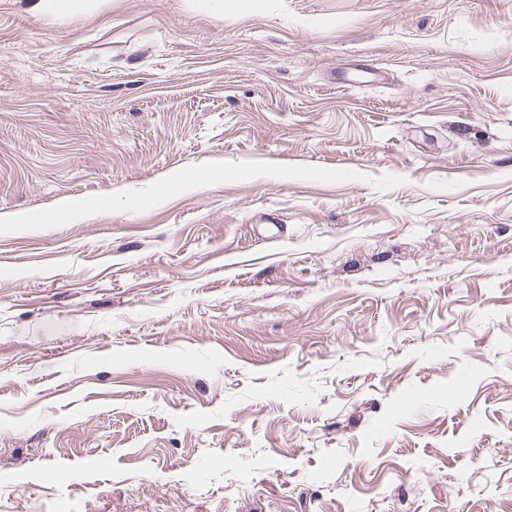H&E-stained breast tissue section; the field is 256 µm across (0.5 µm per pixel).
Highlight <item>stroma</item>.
<instances>
[{
	"label": "stroma",
	"mask_w": 512,
	"mask_h": 512,
	"mask_svg": "<svg viewBox=\"0 0 512 512\" xmlns=\"http://www.w3.org/2000/svg\"><path fill=\"white\" fill-rule=\"evenodd\" d=\"M1 214L0 512H512V0H0ZM34 12L49 19H62L82 11L91 0H31Z\"/></svg>",
	"instance_id": "35a3bbf8"
}]
</instances>
